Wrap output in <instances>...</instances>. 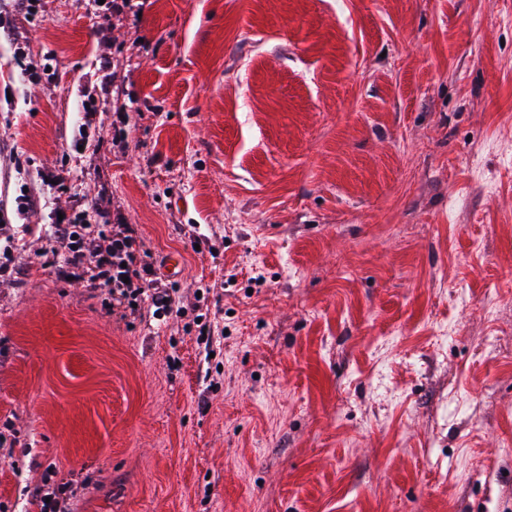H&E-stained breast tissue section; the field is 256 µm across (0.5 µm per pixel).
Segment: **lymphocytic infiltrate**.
<instances>
[{"label": "lymphocytic infiltrate", "mask_w": 512, "mask_h": 512, "mask_svg": "<svg viewBox=\"0 0 512 512\" xmlns=\"http://www.w3.org/2000/svg\"><path fill=\"white\" fill-rule=\"evenodd\" d=\"M51 233L65 245L64 253L53 264L56 278L64 280L81 270L88 274L92 285L107 288L113 301L122 304L144 298L158 312L172 311L174 295L162 285L153 264L142 259L133 225L116 224L104 232L66 217L52 225Z\"/></svg>", "instance_id": "1"}]
</instances>
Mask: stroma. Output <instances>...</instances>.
Instances as JSON below:
<instances>
[{
    "instance_id": "1",
    "label": "stroma",
    "mask_w": 512,
    "mask_h": 512,
    "mask_svg": "<svg viewBox=\"0 0 512 512\" xmlns=\"http://www.w3.org/2000/svg\"><path fill=\"white\" fill-rule=\"evenodd\" d=\"M135 5L0 0V512H512V0ZM49 226L53 237L65 243L66 248L53 263L56 278L67 280L75 270H82L89 274L92 285L108 288L113 302L122 304L131 298H144L158 313L173 311L174 295L170 288L162 286L153 264L142 259L133 224H113L109 235L96 230V224H74L67 217ZM123 262L126 268L121 267ZM122 276H127L129 283H124Z\"/></svg>"
}]
</instances>
